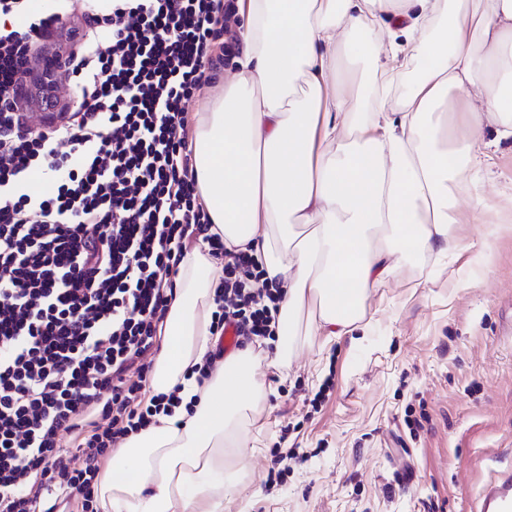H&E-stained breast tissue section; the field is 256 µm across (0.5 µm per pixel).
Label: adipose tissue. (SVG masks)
I'll list each match as a JSON object with an SVG mask.
<instances>
[{"label":"adipose tissue","mask_w":512,"mask_h":512,"mask_svg":"<svg viewBox=\"0 0 512 512\" xmlns=\"http://www.w3.org/2000/svg\"><path fill=\"white\" fill-rule=\"evenodd\" d=\"M239 69L194 123L196 190L230 250L261 254L279 284L271 354L246 347L204 382L188 367L214 350L223 275L186 255L152 394L173 413L130 435L98 487L101 512H224L264 410L266 363L299 342L362 330L366 303L412 257L458 249L449 185L488 166L490 116L512 136V0H239ZM397 31L423 61L415 80L384 42ZM406 84L401 98L395 85Z\"/></svg>","instance_id":"obj_1"}]
</instances>
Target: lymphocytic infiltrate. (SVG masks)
Here are the masks:
<instances>
[{
	"label": "lymphocytic infiltrate",
	"mask_w": 512,
	"mask_h": 512,
	"mask_svg": "<svg viewBox=\"0 0 512 512\" xmlns=\"http://www.w3.org/2000/svg\"><path fill=\"white\" fill-rule=\"evenodd\" d=\"M234 0H90L70 54L69 120L31 127L23 78L36 40L69 16L0 0V512H95L110 448L172 414L151 355L192 247L224 264L211 330L273 338L280 288L228 251L196 192L187 105L238 39ZM50 191L30 188L32 174Z\"/></svg>",
	"instance_id": "lymphocytic-infiltrate-1"
}]
</instances>
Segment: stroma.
I'll return each mask as SVG.
<instances>
[{"label": "stroma", "mask_w": 512, "mask_h": 512, "mask_svg": "<svg viewBox=\"0 0 512 512\" xmlns=\"http://www.w3.org/2000/svg\"><path fill=\"white\" fill-rule=\"evenodd\" d=\"M85 8L73 0L42 53L81 43ZM498 141L479 198L457 195L461 249L407 263L370 298L364 346L306 345L268 369L273 393L244 432L254 453L224 512H482L485 486L512 479V137ZM278 446L301 458L270 486Z\"/></svg>", "instance_id": "1"}]
</instances>
